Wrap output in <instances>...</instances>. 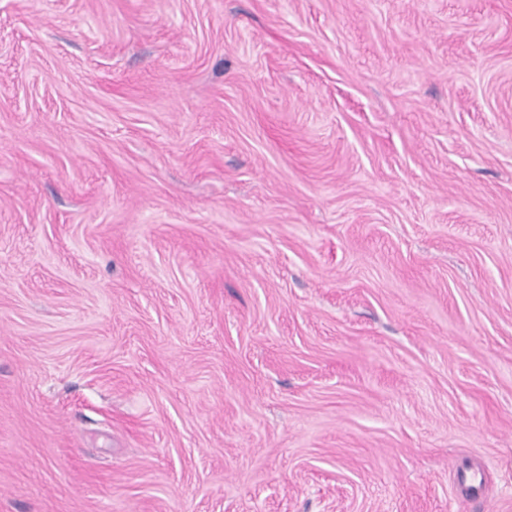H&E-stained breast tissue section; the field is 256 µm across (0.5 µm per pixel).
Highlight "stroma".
Returning a JSON list of instances; mask_svg holds the SVG:
<instances>
[{"instance_id": "1", "label": "stroma", "mask_w": 512, "mask_h": 512, "mask_svg": "<svg viewBox=\"0 0 512 512\" xmlns=\"http://www.w3.org/2000/svg\"><path fill=\"white\" fill-rule=\"evenodd\" d=\"M0 512H512V0H0Z\"/></svg>"}]
</instances>
